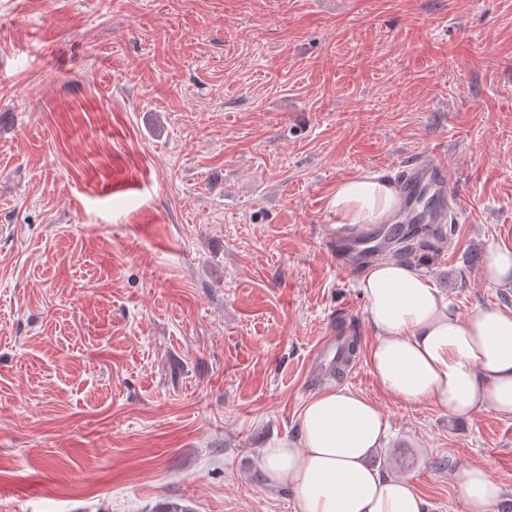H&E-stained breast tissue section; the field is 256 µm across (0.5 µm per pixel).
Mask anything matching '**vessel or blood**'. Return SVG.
Instances as JSON below:
<instances>
[{
  "instance_id": "obj_1",
  "label": "vessel or blood",
  "mask_w": 512,
  "mask_h": 512,
  "mask_svg": "<svg viewBox=\"0 0 512 512\" xmlns=\"http://www.w3.org/2000/svg\"><path fill=\"white\" fill-rule=\"evenodd\" d=\"M405 210L402 216L406 224H440L448 213V178L444 169L434 163H422L408 173L402 182ZM383 239L378 230L364 232L353 237L337 232L331 242V253L337 267H345L349 257L361 261L372 259Z\"/></svg>"
}]
</instances>
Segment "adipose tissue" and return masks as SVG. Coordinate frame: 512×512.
<instances>
[{"label":"adipose tissue","mask_w":512,"mask_h":512,"mask_svg":"<svg viewBox=\"0 0 512 512\" xmlns=\"http://www.w3.org/2000/svg\"><path fill=\"white\" fill-rule=\"evenodd\" d=\"M402 199L379 173L337 183L329 206L338 224L392 222ZM358 286L376 337L369 366L376 382L406 404L430 401L457 418L491 410L512 416V313L478 309L463 318L415 265L383 259ZM388 429L380 408L347 388H328L309 400L298 438L264 448L269 485L292 488L299 512H424L405 479L380 476L365 460ZM466 512H492L502 488L483 468L459 475Z\"/></svg>","instance_id":"obj_1"}]
</instances>
